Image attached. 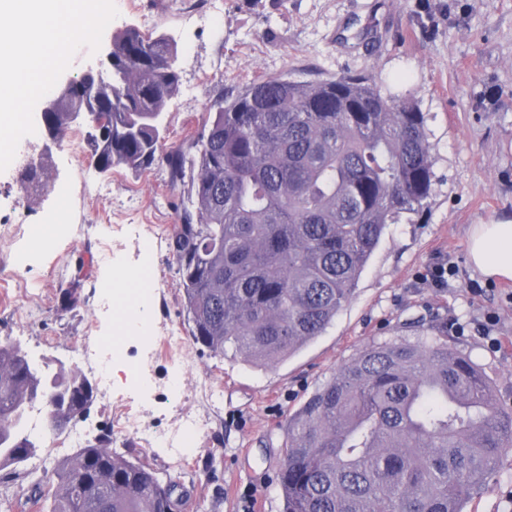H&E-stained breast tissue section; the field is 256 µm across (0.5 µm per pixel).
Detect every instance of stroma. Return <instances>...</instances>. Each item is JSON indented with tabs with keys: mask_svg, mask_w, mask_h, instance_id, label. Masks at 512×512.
Masks as SVG:
<instances>
[{
	"mask_svg": "<svg viewBox=\"0 0 512 512\" xmlns=\"http://www.w3.org/2000/svg\"><path fill=\"white\" fill-rule=\"evenodd\" d=\"M102 40L151 19L178 48L180 85L167 105V145L188 147L207 112L252 82L369 79L426 118L432 186L419 213L388 225L350 301L287 360L263 366L193 342L170 237L188 205L165 162L99 174L85 127L43 158L50 186L20 195L22 156L0 172V341L36 363L83 370L82 347L108 349L110 392L72 421L110 435L113 451L174 484L173 512H281L277 473L289 414L362 347L405 336L409 321L443 328L481 365L512 411V281L468 261L472 225L512 222V0H114ZM37 224L54 230L41 246ZM451 266L445 285L431 268ZM75 303L62 308L64 292ZM178 331L180 347L162 338ZM143 431L129 433L128 417ZM20 474L0 477V512H41L47 478L70 456L45 428ZM465 512H512V448Z\"/></svg>",
	"mask_w": 512,
	"mask_h": 512,
	"instance_id": "obj_1",
	"label": "stroma"
}]
</instances>
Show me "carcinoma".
Wrapping results in <instances>:
<instances>
[{
    "label": "carcinoma",
    "mask_w": 512,
    "mask_h": 512,
    "mask_svg": "<svg viewBox=\"0 0 512 512\" xmlns=\"http://www.w3.org/2000/svg\"><path fill=\"white\" fill-rule=\"evenodd\" d=\"M112 73L61 101L59 135L88 110L101 174L164 159L190 204L170 248L190 336L278 363L319 336L352 297L389 224L419 211L432 185L425 117L364 77H270L207 113L191 150L166 146L154 117L180 75L177 45L129 26L112 36ZM52 389L57 419L92 401L87 378L33 363L0 342V471L19 474L40 443L29 410ZM512 447V412L490 379L434 331L416 344L373 341L287 420L278 472L283 512H463ZM47 512H172V485L112 452L105 435L62 462Z\"/></svg>",
    "instance_id": "obj_1"
}]
</instances>
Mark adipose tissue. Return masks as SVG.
Segmentation results:
<instances>
[{"label": "adipose tissue", "instance_id": "adipose-tissue-1", "mask_svg": "<svg viewBox=\"0 0 512 512\" xmlns=\"http://www.w3.org/2000/svg\"><path fill=\"white\" fill-rule=\"evenodd\" d=\"M470 264L483 275L512 280V224H476L468 238Z\"/></svg>", "mask_w": 512, "mask_h": 512}]
</instances>
